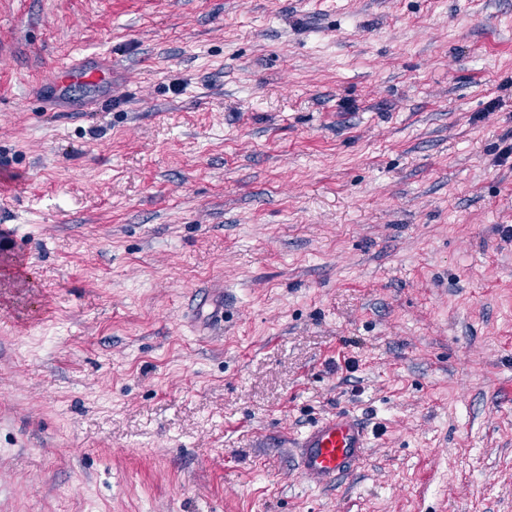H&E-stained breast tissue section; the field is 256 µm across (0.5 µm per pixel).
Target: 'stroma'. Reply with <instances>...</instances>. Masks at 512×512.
Returning <instances> with one entry per match:
<instances>
[{
  "mask_svg": "<svg viewBox=\"0 0 512 512\" xmlns=\"http://www.w3.org/2000/svg\"><path fill=\"white\" fill-rule=\"evenodd\" d=\"M511 133L512 0H0V512H512ZM112 75V62L103 63L100 67L90 70L78 63L58 64L55 67L54 78L58 83L65 84L72 81H81L90 85H97ZM370 443L364 423L350 410L318 419L293 439L298 473L317 486L351 475L365 460Z\"/></svg>",
  "mask_w": 512,
  "mask_h": 512,
  "instance_id": "obj_1",
  "label": "stroma"
}]
</instances>
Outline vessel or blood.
Returning a JSON list of instances; mask_svg holds the SVG:
<instances>
[{
    "label": "vessel or blood",
    "mask_w": 512,
    "mask_h": 512,
    "mask_svg": "<svg viewBox=\"0 0 512 512\" xmlns=\"http://www.w3.org/2000/svg\"><path fill=\"white\" fill-rule=\"evenodd\" d=\"M112 74L111 63L88 69L77 63L57 65L54 78L65 84L81 81L97 85ZM369 432L353 412L340 410L318 419L292 442L298 473L318 486H328L351 475L365 460Z\"/></svg>",
    "instance_id": "obj_1"
}]
</instances>
